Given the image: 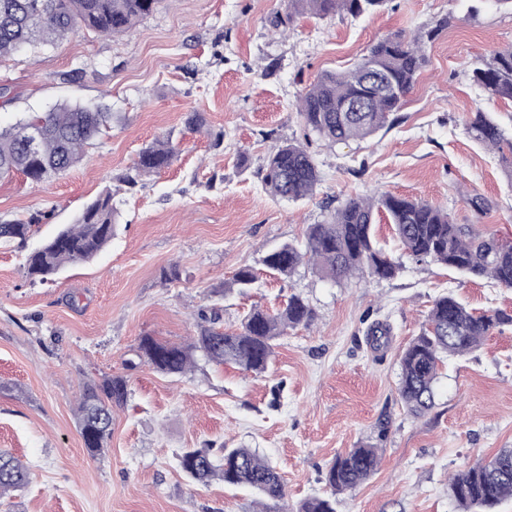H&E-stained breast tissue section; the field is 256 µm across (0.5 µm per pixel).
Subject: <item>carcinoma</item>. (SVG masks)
<instances>
[{
  "instance_id": "obj_1",
  "label": "carcinoma",
  "mask_w": 512,
  "mask_h": 512,
  "mask_svg": "<svg viewBox=\"0 0 512 512\" xmlns=\"http://www.w3.org/2000/svg\"><path fill=\"white\" fill-rule=\"evenodd\" d=\"M388 0H287L288 17L310 14L325 18L336 14L358 16L374 12ZM159 0H0V58L20 56L42 46H59L71 33L88 29L114 35L130 29L151 14ZM425 63L422 39L403 35L379 39L352 68L326 72L300 98L298 115L303 126L334 143L373 135L399 111ZM475 83L488 98L512 100V46L494 53L489 61L472 69ZM388 83L385 93L377 83ZM362 112H347L351 103ZM112 124V113L102 106L57 104L36 116L23 118L0 129V180L16 173L42 182L75 167L83 148ZM37 134V153L27 147L25 133ZM473 140L499 154L512 170V135L488 113L476 112L467 122ZM175 149L157 141L138 154L135 170L150 174L169 166ZM320 181L318 166L301 143L289 142L267 157L263 183L280 199H298L313 192ZM386 214L404 254L422 263L434 261L469 279H490L512 289V243L493 233L479 232L469 224H455L448 211L427 202L384 194L376 199L352 197L337 207L327 221L307 227L304 245L283 243L263 258L265 266L285 277L305 261L320 274L341 280L356 272L391 279L401 264L389 258L378 244L375 213ZM116 208L112 193L105 192L88 203L73 223L34 249L27 258V273L42 281L67 265L92 260L112 240ZM33 225L1 222L0 241L24 242ZM204 325L188 344L160 342L143 336L137 346L139 359L156 371L171 376L186 374L196 365V353L215 364H234L256 374L267 370L275 341L288 329L313 320L309 304L293 295L276 313L253 308L241 328L227 332L215 327L220 314L200 313ZM512 321L497 311L475 312L455 295L446 293L433 303L427 325L400 356L398 395L408 411L419 416L435 405L434 384L442 359L476 349L500 324ZM128 395L121 376L85 384L78 406V422L85 447L92 453L104 450L112 438V412ZM183 472L206 484L213 478L233 486H245L277 506V512H335L337 493L352 489L377 470L379 449L359 446L336 457L325 474L329 497H312L288 505L287 493L276 466L252 448H193L179 456ZM29 470L20 460L0 453V496L28 484ZM452 496L463 512H493L512 497V448L500 449L455 474Z\"/></svg>"
}]
</instances>
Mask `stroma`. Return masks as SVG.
<instances>
[{"label":"stroma","mask_w":512,"mask_h":512,"mask_svg":"<svg viewBox=\"0 0 512 512\" xmlns=\"http://www.w3.org/2000/svg\"><path fill=\"white\" fill-rule=\"evenodd\" d=\"M436 26L393 126L346 143L306 133L297 101L322 73L352 66L385 36ZM511 45L512 11L495 0H389L323 19L288 18L283 0H160L123 34L80 30L0 60L1 127L63 102L112 108L111 128L75 168L39 184L0 180V222L35 223L25 243L0 242V451L30 471L0 512H256L254 490L192 481L181 453L258 449L295 504L326 495L329 465L359 444L378 448V469L337 494L336 512H461L451 477L512 448V320L446 360L435 406L421 417L398 397L399 356L438 296L512 317V289L402 258L383 216L378 240L402 262L392 279L333 281L305 264L286 278L263 257L303 243L307 226L346 199L375 192L427 201L454 223L512 241V172L466 130L479 110L512 130V101L489 100L471 77ZM193 112L203 119L197 132L186 125ZM166 137L173 163L136 176L139 152ZM290 141L307 143L320 171L313 194L293 201L263 184L268 154ZM106 191L117 232L97 259L44 282L29 277L27 254ZM476 195L485 212L471 206ZM243 266L257 279L241 291L231 282ZM294 294L314 318L278 340L265 374L201 360L173 377L135 354L144 336L190 342L199 311L219 310L234 330L253 306L276 310ZM378 322L388 336L376 346L369 329ZM117 375L127 401L94 457L78 402L85 383Z\"/></svg>","instance_id":"1"}]
</instances>
